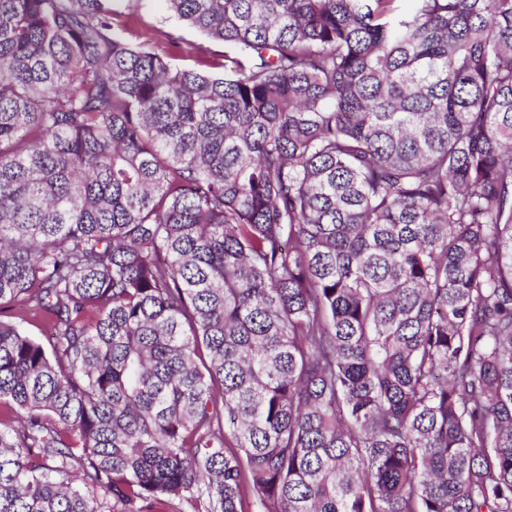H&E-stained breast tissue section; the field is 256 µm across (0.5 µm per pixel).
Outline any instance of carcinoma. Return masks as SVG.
<instances>
[{"mask_svg": "<svg viewBox=\"0 0 512 512\" xmlns=\"http://www.w3.org/2000/svg\"><path fill=\"white\" fill-rule=\"evenodd\" d=\"M115 2L0 0V512H512V0ZM118 18L125 36L135 43L149 41L150 46L161 53H171L172 62L198 69L207 74H223L224 44L214 42L198 32L179 26L166 10L162 0H125ZM175 27L181 28L186 52H176L169 48L165 33Z\"/></svg>", "mask_w": 512, "mask_h": 512, "instance_id": "obj_1", "label": "carcinoma"}]
</instances>
